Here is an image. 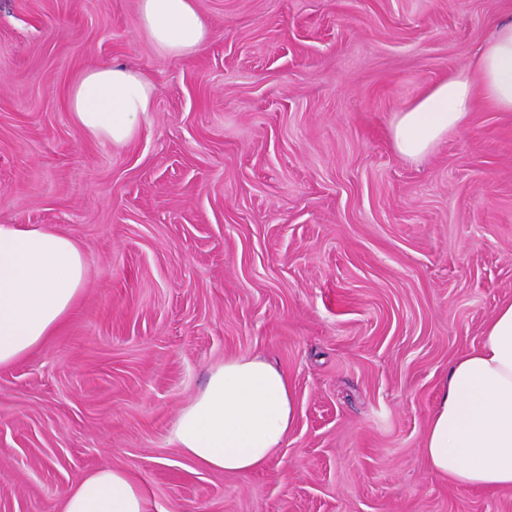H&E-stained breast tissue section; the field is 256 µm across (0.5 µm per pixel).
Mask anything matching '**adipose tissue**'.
I'll list each match as a JSON object with an SVG mask.
<instances>
[{"label": "adipose tissue", "mask_w": 512, "mask_h": 512, "mask_svg": "<svg viewBox=\"0 0 512 512\" xmlns=\"http://www.w3.org/2000/svg\"><path fill=\"white\" fill-rule=\"evenodd\" d=\"M138 26L170 58L202 51L209 28L194 0H139ZM512 112V22L499 25L474 58L396 117V152L415 158L457 128L476 100ZM153 86L138 71L102 64L67 96L87 136L116 146L138 134ZM85 258L70 237L36 225L0 224V367L26 357L64 324L80 296ZM297 418L285 372L261 356L232 357L175 420L172 438L196 463L225 473L265 466ZM429 468L469 489L512 488V301L488 323L481 344L448 365L424 433ZM62 512H150L143 489L103 469L66 493Z\"/></svg>", "instance_id": "obj_1"}]
</instances>
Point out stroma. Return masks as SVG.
Instances as JSON below:
<instances>
[{
    "instance_id": "stroma-1",
    "label": "stroma",
    "mask_w": 512,
    "mask_h": 512,
    "mask_svg": "<svg viewBox=\"0 0 512 512\" xmlns=\"http://www.w3.org/2000/svg\"><path fill=\"white\" fill-rule=\"evenodd\" d=\"M170 59L138 0H0V224L81 247L57 334L0 367V512H58L99 469L151 512H512L435 475L423 433L448 364L512 300V112L479 102L416 159L398 112L464 66L512 0H196ZM154 85L123 147L67 109L87 69ZM263 356L298 416L259 470L171 439L211 368Z\"/></svg>"
}]
</instances>
